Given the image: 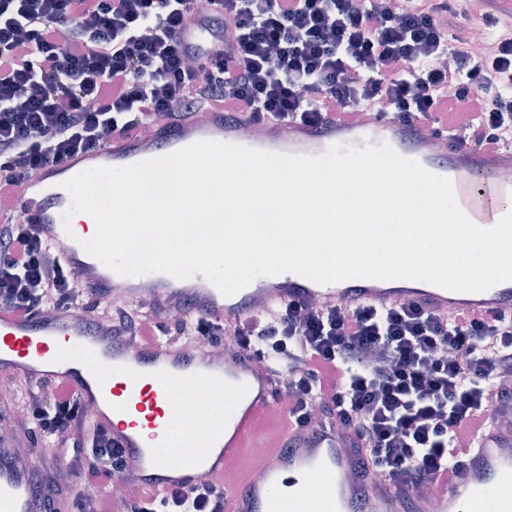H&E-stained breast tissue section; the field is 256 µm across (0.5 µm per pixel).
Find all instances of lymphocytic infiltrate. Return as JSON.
<instances>
[{
  "instance_id": "obj_1",
  "label": "lymphocytic infiltrate",
  "mask_w": 512,
  "mask_h": 512,
  "mask_svg": "<svg viewBox=\"0 0 512 512\" xmlns=\"http://www.w3.org/2000/svg\"><path fill=\"white\" fill-rule=\"evenodd\" d=\"M198 0H0V200L48 164L223 106L256 126H318L354 106L459 136L512 146V24L482 43L453 42L448 0H208L215 42L183 37ZM77 282L21 218L0 222V306L34 317L87 309ZM107 303L113 335L188 348L231 341L262 363L295 439L335 436L357 478L414 494L466 464L485 422L512 413V315L441 311L413 301L298 300L264 318L220 323ZM0 420L30 449L40 497L65 512H112L129 469L111 434L89 429L73 396L47 384L0 397ZM123 512H225L224 487L153 496Z\"/></svg>"
}]
</instances>
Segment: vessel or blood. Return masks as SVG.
Segmentation results:
<instances>
[{"label": "vessel or blood", "instance_id": "1", "mask_svg": "<svg viewBox=\"0 0 512 512\" xmlns=\"http://www.w3.org/2000/svg\"><path fill=\"white\" fill-rule=\"evenodd\" d=\"M249 122L225 119L223 110L210 111L205 121L195 119L170 127H153V139L118 137L104 149L81 152L68 168L54 165L25 181L0 219L17 215L32 224L41 239L54 247L62 262L75 274L84 275L97 262L82 243L91 239L96 227L76 224L65 229L62 215L71 205L64 183L94 167H125L162 157L200 141L248 145ZM264 136L273 153L321 155L331 147H364L389 144L404 158L419 162L429 172L451 180L458 205L477 224L491 222L495 215L497 184L475 188L474 176L492 174L499 161L512 158V149L501 151L452 143L443 159L430 150V132L415 130L369 111L358 121L332 119L313 127L298 121L263 125ZM122 275L101 267L95 282L100 301L147 305L165 303L169 294L184 288V281L155 272L140 276V285L120 289ZM197 285V311L218 320L245 314L260 315L299 298L317 295L324 303L352 298L373 304L407 299L425 307L474 310L480 313L512 311V282H502L481 292L448 290L425 281L403 284L395 280L353 278L345 282L321 284L295 273L262 277L259 288L245 287L224 296L202 274L193 277ZM0 373L20 381L48 383L73 395L87 410L88 424L107 428L128 456L139 463L132 482L139 489L159 494L176 488L188 489L204 481L224 485L226 512H280L281 489L289 475L303 478L295 500L310 497V480L324 478L319 512H359L364 501L378 503L377 512H386V496H373L353 486H338L351 460L335 440L323 439L310 445L281 449V438L292 426L273 412L271 389L264 375L254 373L247 361H210L205 351L151 341L130 343L112 334L111 326L83 313L72 317L58 312L25 318L0 307ZM189 385L204 390L209 397L226 400L224 430L198 452L183 451V459L173 462V449L164 438L176 408L173 387ZM266 452L263 483L239 478L235 467L250 449ZM512 483V431L495 426L481 435L479 445L465 470L448 481L436 505H422L421 512H468L486 490L502 482ZM0 512H44L36 493L28 462L0 459Z\"/></svg>", "mask_w": 512, "mask_h": 512}]
</instances>
